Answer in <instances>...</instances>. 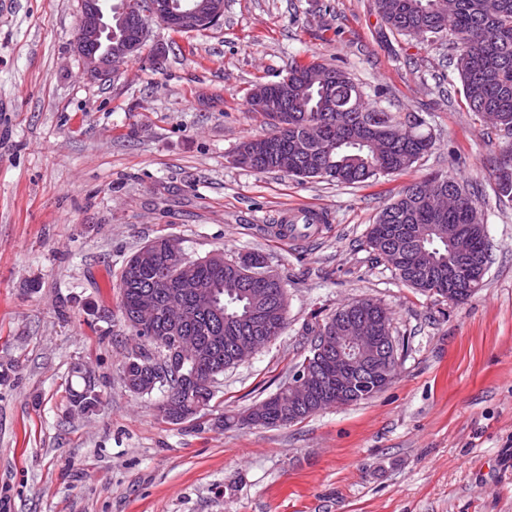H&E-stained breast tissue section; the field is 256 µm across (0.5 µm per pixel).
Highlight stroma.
Segmentation results:
<instances>
[{
	"instance_id": "1",
	"label": "stroma",
	"mask_w": 512,
	"mask_h": 512,
	"mask_svg": "<svg viewBox=\"0 0 512 512\" xmlns=\"http://www.w3.org/2000/svg\"><path fill=\"white\" fill-rule=\"evenodd\" d=\"M80 8L0 0V512H512V202L495 192L512 135L469 109L451 37L392 34L374 0H224L210 30L152 24L163 68L134 58L104 83L73 49ZM314 61L419 116L432 150L356 187L234 165L262 130L253 85ZM435 173L474 193L492 245L461 304L407 287L366 245L383 205ZM304 205L328 224L274 239L279 212ZM160 234L195 259L262 253L288 295L283 334L178 424L121 372L139 344L121 270ZM359 298L391 313L390 385L287 425L223 426L288 384L308 323ZM84 368L102 397L89 413L70 404Z\"/></svg>"
}]
</instances>
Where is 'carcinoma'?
Segmentation results:
<instances>
[{"mask_svg": "<svg viewBox=\"0 0 512 512\" xmlns=\"http://www.w3.org/2000/svg\"><path fill=\"white\" fill-rule=\"evenodd\" d=\"M377 14L394 34L426 42H436L449 33L455 39L456 69L469 108L486 122L512 132V0H455L449 11L443 0H375ZM315 65L293 63L288 78V115L258 108L249 96V111L260 116L265 125L263 136L276 142V150L290 152L301 148L300 168L289 178L305 181L321 178L341 185L374 181L381 176L401 174L411 169L433 147L431 134L421 130L422 121L414 116L402 117L366 103L358 110H348L343 103L346 82L351 80L345 70L330 66L334 81L327 91L310 79ZM496 193L501 201L512 202V167L504 166L495 177ZM429 185L440 186L457 196L444 216L434 214L422 201ZM469 189L455 178L432 175L404 188L386 203L367 235V245L393 271L401 282L411 288L437 296L448 288V240L438 235L419 234L411 253L405 254L406 269L394 262L379 243L387 239L395 226L412 224H460L472 240L477 264L489 263V241L482 215L470 204ZM166 235L150 241L153 263L142 268L137 277L121 289L125 312H132L147 290L167 291L171 265L164 250ZM241 267L251 275L243 278L241 297L224 295V317L203 312L184 335L211 349V358L197 365L184 366L183 377L173 381L168 391L176 395L187 413L209 404L213 393L206 383L211 377L234 366L232 337L239 335L246 324L238 318L244 306L255 298L270 314L271 335L281 336L286 328L288 311L273 314L287 302V292L276 287L270 278L277 277L267 257L252 252L222 262L204 260L195 267L201 284L224 288ZM355 309L351 302L341 305L322 322L308 328V335L317 340L328 322ZM157 358L141 348L126 357L122 366L124 381L139 379L150 383ZM71 403L90 411L100 405L99 396L88 387L71 394ZM288 406V388L283 387L267 397L262 420L257 427L280 425L281 412Z\"/></svg>", "mask_w": 512, "mask_h": 512, "instance_id": "1", "label": "carcinoma"}]
</instances>
